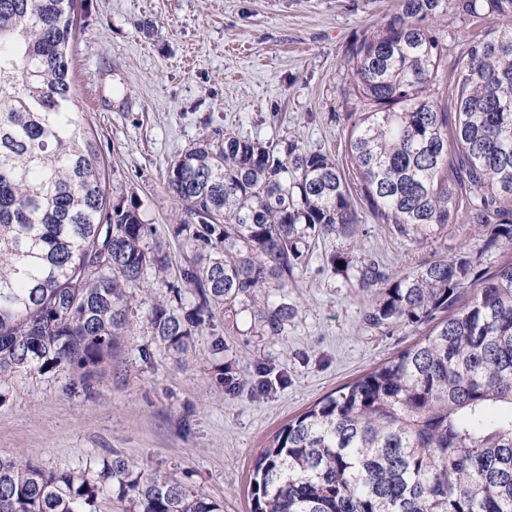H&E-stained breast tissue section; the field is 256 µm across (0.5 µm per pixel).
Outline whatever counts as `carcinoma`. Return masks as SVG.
Wrapping results in <instances>:
<instances>
[{"label": "carcinoma", "mask_w": 512, "mask_h": 512, "mask_svg": "<svg viewBox=\"0 0 512 512\" xmlns=\"http://www.w3.org/2000/svg\"><path fill=\"white\" fill-rule=\"evenodd\" d=\"M449 0H402V12L349 49L347 75L367 107L346 155L357 192L400 231L446 224L463 191L499 209L483 246H512V26L471 40L454 87L453 124L429 86L443 55L421 21ZM476 18H512V0H462ZM76 0H0V387L16 373H92L112 358L130 289L169 276L136 207L106 212L103 160L72 77ZM167 188L185 206L196 260L186 288L151 301L152 335L176 354L213 310L241 313L288 287L307 239L353 236L352 189L336 158L226 132L173 160ZM218 234L223 253H209ZM356 286L376 289V327L438 319L432 333L309 406L259 453L251 512H512V262L476 282L468 256L395 276L360 257ZM468 288L466 304L455 306ZM280 336L288 304L257 310ZM114 493L130 512H223L192 487L118 452L79 473L0 457V512H101Z\"/></svg>", "instance_id": "carcinoma-1"}]
</instances>
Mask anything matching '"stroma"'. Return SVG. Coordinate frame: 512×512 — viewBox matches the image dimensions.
<instances>
[{"mask_svg":"<svg viewBox=\"0 0 512 512\" xmlns=\"http://www.w3.org/2000/svg\"><path fill=\"white\" fill-rule=\"evenodd\" d=\"M400 0H82L74 81L105 164L109 202L138 204L153 241L175 265L189 251L182 206L166 188L168 166L213 131L346 159L361 105L340 72L350 46L398 12ZM449 6L425 26L444 48L431 86L446 104L455 63L492 27ZM351 237L311 241L285 292V333L261 335L249 312H218L184 355L156 343L144 317L131 320L110 363L90 383L58 368L14 376L0 388V457L47 471H80L118 451L166 472L224 512H251L249 475L269 439L318 399L388 361L429 324L374 327L375 292L352 286L333 255L366 256L402 276L471 254L480 277L512 260L483 248L500 221L467 213L400 233L357 202ZM239 386L228 389L226 378ZM271 390L259 394L262 382Z\"/></svg>","mask_w":512,"mask_h":512,"instance_id":"1","label":"stroma"}]
</instances>
